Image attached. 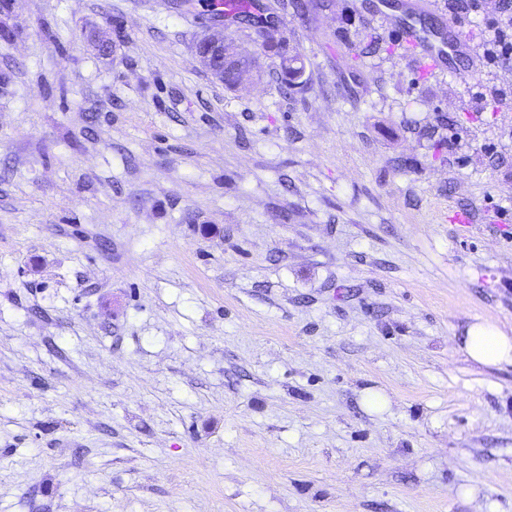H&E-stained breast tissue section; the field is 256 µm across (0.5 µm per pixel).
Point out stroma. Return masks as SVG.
Masks as SVG:
<instances>
[{"label": "stroma", "mask_w": 512, "mask_h": 512, "mask_svg": "<svg viewBox=\"0 0 512 512\" xmlns=\"http://www.w3.org/2000/svg\"><path fill=\"white\" fill-rule=\"evenodd\" d=\"M209 2L0 7V512H471L477 473L512 512V365L458 352L512 327V64L309 0L286 93ZM435 2L480 48L499 0ZM217 27L259 81L201 68ZM384 1L377 0L373 12L380 13L386 23L398 22L401 25L400 51L403 55L414 57L438 73H451L461 81L475 76L478 59L470 43L451 27L452 23L437 30L424 26L422 16L431 6L429 1L400 0L395 10L397 13L382 12L380 6L388 7ZM462 58L467 62L465 67L448 69V61ZM461 336L458 351L482 366L512 365V336L505 327L487 321L470 323Z\"/></svg>", "instance_id": "1"}]
</instances>
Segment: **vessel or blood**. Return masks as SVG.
<instances>
[{
    "instance_id": "vessel-or-blood-1",
    "label": "vessel or blood",
    "mask_w": 512,
    "mask_h": 512,
    "mask_svg": "<svg viewBox=\"0 0 512 512\" xmlns=\"http://www.w3.org/2000/svg\"><path fill=\"white\" fill-rule=\"evenodd\" d=\"M427 7V0H400L395 12H382L381 18L388 23L400 24L403 55L414 57L438 73H453L462 81L474 77L478 59L470 43L452 27L445 25L433 30L424 26L422 17ZM453 59L465 60V67L449 69L448 63Z\"/></svg>"
}]
</instances>
